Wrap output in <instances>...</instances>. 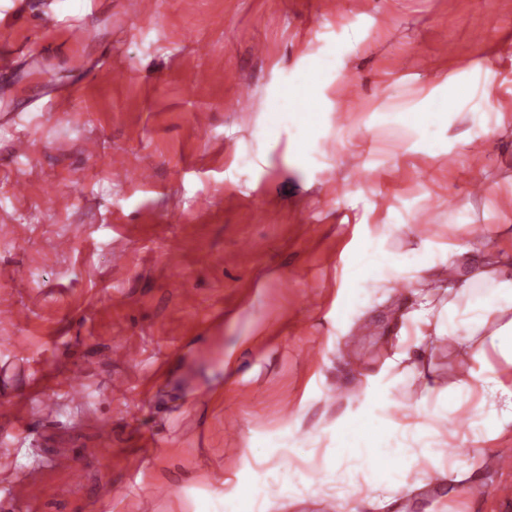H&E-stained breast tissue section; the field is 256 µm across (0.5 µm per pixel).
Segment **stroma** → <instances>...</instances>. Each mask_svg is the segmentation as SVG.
Listing matches in <instances>:
<instances>
[{
	"mask_svg": "<svg viewBox=\"0 0 512 512\" xmlns=\"http://www.w3.org/2000/svg\"><path fill=\"white\" fill-rule=\"evenodd\" d=\"M495 7L0 0V298L25 313L0 316V512H189L241 482L262 512H512L494 462L512 428L473 442L465 410L452 457L475 474L410 470L383 507L358 492L368 456L299 454L364 407L417 279L442 272L357 276L351 259L414 249L421 215L487 233L486 261L512 236V0ZM107 52L123 80L96 77ZM317 68L322 111L306 98L273 122ZM447 77L470 84L461 106L401 120ZM452 363L432 340L389 402L414 404ZM65 448L74 470L56 464ZM34 468L45 495L22 482Z\"/></svg>",
	"mask_w": 512,
	"mask_h": 512,
	"instance_id": "1",
	"label": "stroma"
}]
</instances>
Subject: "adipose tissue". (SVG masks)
<instances>
[{"instance_id":"adipose-tissue-1","label":"adipose tissue","mask_w":512,"mask_h":512,"mask_svg":"<svg viewBox=\"0 0 512 512\" xmlns=\"http://www.w3.org/2000/svg\"><path fill=\"white\" fill-rule=\"evenodd\" d=\"M444 288L447 301L435 302L431 292H421L417 309L403 320L413 328L414 347L433 338L449 340L455 364L447 386L396 417L386 411L385 387L375 386L367 408L345 419L330 436L332 453L367 449L387 476V483H368V492L399 491L405 472L414 466L456 472V464H445L441 449L456 440L449 418L461 409L471 411V431L478 441L497 438L512 425V387L497 377L490 361L495 355L512 367V261L448 279ZM460 323L465 326L461 337L455 333Z\"/></svg>"}]
</instances>
